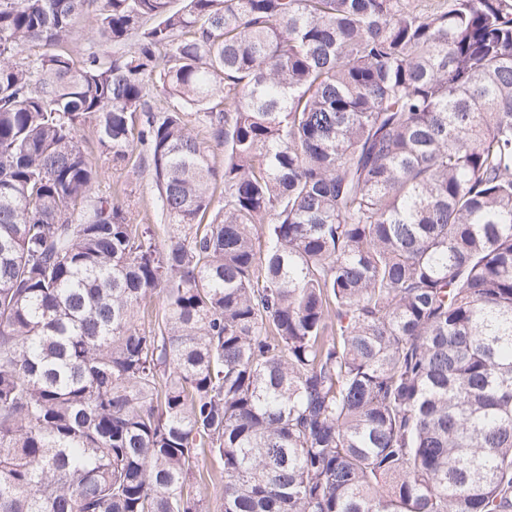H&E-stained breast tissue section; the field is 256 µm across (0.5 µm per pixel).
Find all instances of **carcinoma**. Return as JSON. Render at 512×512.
I'll return each mask as SVG.
<instances>
[{"label":"carcinoma","instance_id":"obj_1","mask_svg":"<svg viewBox=\"0 0 512 512\" xmlns=\"http://www.w3.org/2000/svg\"><path fill=\"white\" fill-rule=\"evenodd\" d=\"M209 456L512 512V0H0V512H206ZM98 191L104 194L123 190L127 193V199L135 202L134 216L139 224H151L155 229L158 239L165 238V224L156 207V190L151 179L146 174H140L127 167H114L106 170L104 177L97 185Z\"/></svg>","mask_w":512,"mask_h":512}]
</instances>
